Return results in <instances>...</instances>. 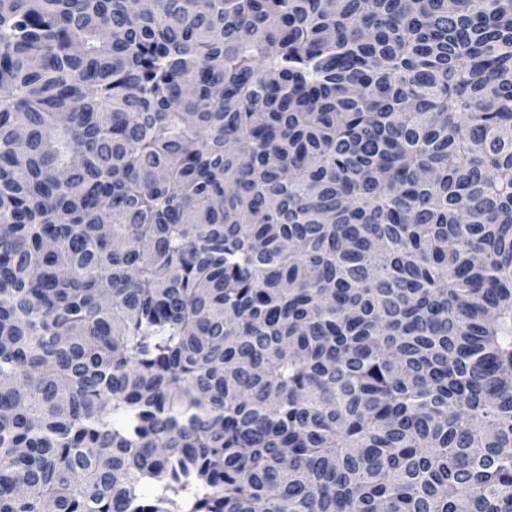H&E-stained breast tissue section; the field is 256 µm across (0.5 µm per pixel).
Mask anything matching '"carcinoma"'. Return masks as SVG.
I'll list each match as a JSON object with an SVG mask.
<instances>
[{
  "label": "carcinoma",
  "mask_w": 512,
  "mask_h": 512,
  "mask_svg": "<svg viewBox=\"0 0 512 512\" xmlns=\"http://www.w3.org/2000/svg\"><path fill=\"white\" fill-rule=\"evenodd\" d=\"M0 512H512V0H0Z\"/></svg>",
  "instance_id": "cac0c4a2"
}]
</instances>
